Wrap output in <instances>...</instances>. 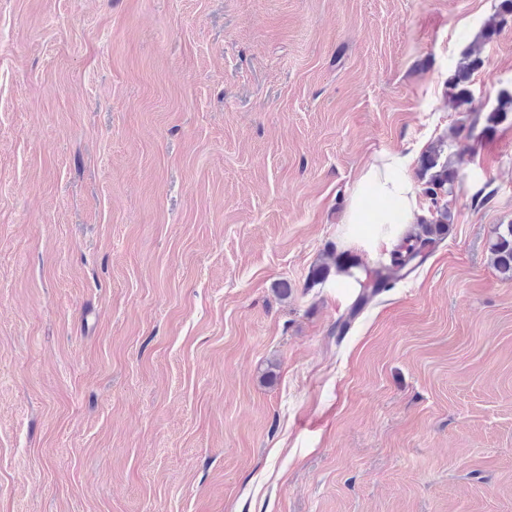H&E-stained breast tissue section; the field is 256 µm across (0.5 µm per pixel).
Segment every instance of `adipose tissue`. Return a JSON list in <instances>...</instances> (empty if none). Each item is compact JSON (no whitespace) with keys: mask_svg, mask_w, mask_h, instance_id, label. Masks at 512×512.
I'll return each instance as SVG.
<instances>
[{"mask_svg":"<svg viewBox=\"0 0 512 512\" xmlns=\"http://www.w3.org/2000/svg\"><path fill=\"white\" fill-rule=\"evenodd\" d=\"M410 159L406 151L386 152L361 169L342 221L344 247L386 257L401 243L408 226L418 217L420 188L410 174ZM368 197L397 200L398 216L365 210Z\"/></svg>","mask_w":512,"mask_h":512,"instance_id":"ef3b65f1","label":"adipose tissue"}]
</instances>
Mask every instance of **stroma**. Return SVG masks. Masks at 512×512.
<instances>
[{"mask_svg":"<svg viewBox=\"0 0 512 512\" xmlns=\"http://www.w3.org/2000/svg\"><path fill=\"white\" fill-rule=\"evenodd\" d=\"M501 0H0V512H512ZM451 141L447 236L373 298L374 156ZM482 59L475 51H468L464 54L456 73L452 79V89L454 90L453 98L455 100L456 108L460 112H469L473 114V124H476L480 119V112H472V98L468 88L471 76L482 65ZM512 114V91L502 90L497 98L496 106L485 117V132L496 130V126ZM490 250L498 272L504 279L512 280V224L499 225Z\"/></svg>","mask_w":512,"mask_h":512,"instance_id":"35a3bbf8","label":"stroma"}]
</instances>
